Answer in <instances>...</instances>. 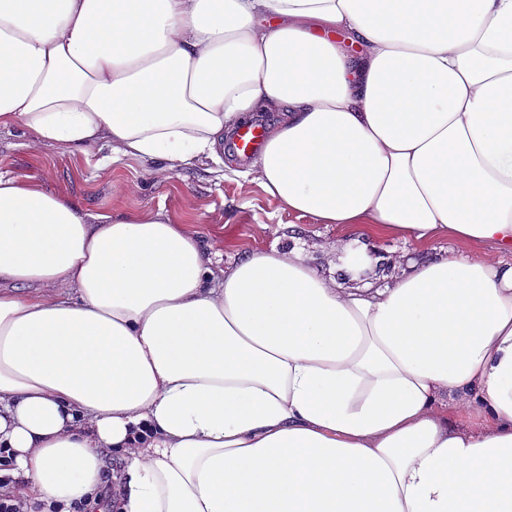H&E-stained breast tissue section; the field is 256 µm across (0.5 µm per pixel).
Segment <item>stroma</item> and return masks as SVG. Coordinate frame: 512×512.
Here are the masks:
<instances>
[{"label": "stroma", "instance_id": "35a3bbf8", "mask_svg": "<svg viewBox=\"0 0 512 512\" xmlns=\"http://www.w3.org/2000/svg\"><path fill=\"white\" fill-rule=\"evenodd\" d=\"M16 129H0V172L38 180L54 194L82 200L91 214L124 212L131 215L165 214L173 223L195 231L214 251L227 257L243 250H267L300 238L308 264L319 266L335 247V228L314 226L288 211L256 183L246 178L247 163L224 154V170L211 161L162 174L145 182L143 160L123 157L104 164V148L79 151L62 143L30 152L20 145ZM132 184L133 193L118 196L116 184Z\"/></svg>", "mask_w": 512, "mask_h": 512}]
</instances>
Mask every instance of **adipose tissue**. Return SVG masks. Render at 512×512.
Returning a JSON list of instances; mask_svg holds the SVG:
<instances>
[{
  "instance_id": "ef3b65f1",
  "label": "adipose tissue",
  "mask_w": 512,
  "mask_h": 512,
  "mask_svg": "<svg viewBox=\"0 0 512 512\" xmlns=\"http://www.w3.org/2000/svg\"><path fill=\"white\" fill-rule=\"evenodd\" d=\"M256 112L279 119L248 175L341 231L324 267L217 269L162 214L95 224L0 174L28 512L93 498L110 452L121 512H512V0H0V128L27 149L218 164Z\"/></svg>"
}]
</instances>
